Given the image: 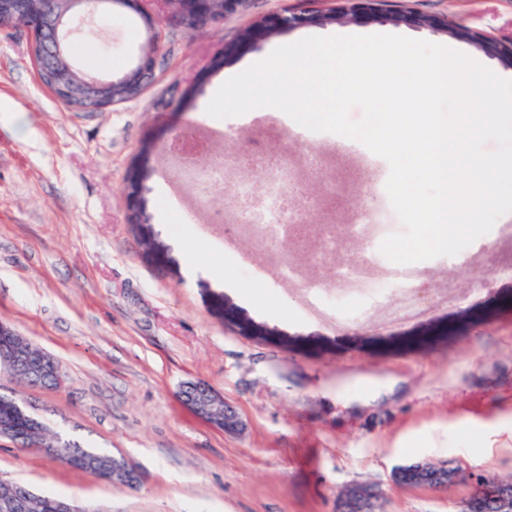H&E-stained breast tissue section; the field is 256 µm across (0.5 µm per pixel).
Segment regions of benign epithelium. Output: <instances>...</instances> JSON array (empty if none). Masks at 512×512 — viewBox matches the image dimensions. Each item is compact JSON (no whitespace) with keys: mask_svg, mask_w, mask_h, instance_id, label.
Here are the masks:
<instances>
[{"mask_svg":"<svg viewBox=\"0 0 512 512\" xmlns=\"http://www.w3.org/2000/svg\"><path fill=\"white\" fill-rule=\"evenodd\" d=\"M249 0H0V30L21 28L29 36L30 46H38L44 65L53 67L63 59V48L80 27L92 18L103 5L112 6V11L131 13L142 23L145 38L133 60L128 73L120 78H101L81 69L75 59L66 62V68L58 72V80L67 86L73 96L92 94L98 100V108L122 103L142 93L154 78L156 54L161 40L159 25L162 12L170 11L180 25L190 34L208 21L224 19L242 12ZM350 6L338 13L319 11H284L271 17H262L244 28L232 46L224 49L229 56L245 48H254L270 36L308 26H324L326 22H364L371 18L402 24L415 29L428 30L434 34L449 33L451 27L443 16L406 10L386 15L379 10L380 0H349ZM478 47L489 57L512 68V45L506 46L494 39L476 41ZM19 336L12 327L0 323V368L14 369L24 363L33 376L43 373L44 358L23 355L14 339ZM180 400L197 418L212 423L218 406H224L219 429L237 432L243 422L236 409L224 402L221 394L207 383L196 380L181 389ZM16 412L28 417L24 426H0V438L18 442L24 432L38 429L40 421L30 416L24 399L15 401ZM101 479L115 486L131 487L138 475L129 464L112 461V474ZM464 479L470 484L469 493L457 503V512H512V483H503L483 473L448 471V466L437 467L429 472L428 463L419 461L397 467L392 480L408 487L446 488ZM28 492L18 484L0 480V512H25ZM382 494L372 487L366 488L352 501L340 500L338 512H378Z\"/></svg>","mask_w":512,"mask_h":512,"instance_id":"benign-epithelium-1","label":"benign epithelium"}]
</instances>
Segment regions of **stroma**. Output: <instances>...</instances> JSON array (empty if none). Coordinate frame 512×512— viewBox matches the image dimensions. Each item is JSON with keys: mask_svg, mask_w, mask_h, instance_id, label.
<instances>
[{"mask_svg": "<svg viewBox=\"0 0 512 512\" xmlns=\"http://www.w3.org/2000/svg\"><path fill=\"white\" fill-rule=\"evenodd\" d=\"M446 17L512 44V0H387ZM329 0H251L245 13L189 34L161 21L156 78L135 100L98 111L65 106L38 79L26 33L0 31V323L51 354L60 387H32L0 373V393L22 396L55 432L124 458L136 488L113 486L0 439V479L62 496L88 512H336L355 486L383 493L384 512H454L469 491L391 479L413 461L512 479V277L495 232L469 251L426 260L430 300L421 320L386 321L349 312L336 322L307 314L300 291L282 286L272 263L307 269L336 294L335 267L281 243L225 242L206 221L235 216L227 191L180 188L164 152L178 129L214 132L210 158L257 145L293 165L312 154L357 179L303 214L307 224H344L360 210L403 232L385 184L388 162L360 142L340 148L275 108L216 119L206 107L232 69L308 36L436 34L379 20L307 27L207 73L211 57L258 17L329 7ZM98 34L74 40L79 64L108 78L125 71L141 28L97 13ZM187 109L174 107L187 89ZM144 163L140 200L156 249L132 232L128 170ZM482 255L487 286L468 294L469 252ZM202 380L233 405L245 428L227 434L185 408L181 382Z\"/></svg>", "mask_w": 512, "mask_h": 512, "instance_id": "35a3bbf8", "label": "stroma"}]
</instances>
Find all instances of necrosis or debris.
I'll return each instance as SVG.
<instances>
[{
	"mask_svg": "<svg viewBox=\"0 0 512 512\" xmlns=\"http://www.w3.org/2000/svg\"><path fill=\"white\" fill-rule=\"evenodd\" d=\"M211 141L197 128L182 131L179 146L171 147V158L180 164L185 185L197 190H220L235 168L250 164L266 177L269 188L263 196H255L251 187L238 184L237 193L244 202L248 221L236 225L240 236H257L261 242L294 239L314 242L315 256L321 262H330L337 245L354 244L361 240H379L386 227L374 223L369 214L356 215L346 224H331L317 236H309L300 225V217L294 213L287 187L296 180V171L288 163L275 160L269 153H256L247 159L221 161L208 167H197L195 153L208 152ZM273 274L281 284L301 287L302 306L306 312L323 317H337L342 303L356 304L358 309L385 319H414L426 315L427 309L412 293L413 282L425 278L424 270L412 266L374 267L366 253H353L337 267L336 282L340 287L338 299H329L325 289L316 282L307 280L302 267L291 263L275 265Z\"/></svg>",
	"mask_w": 512,
	"mask_h": 512,
	"instance_id": "4bbe7bcc",
	"label": "necrosis or debris"
}]
</instances>
